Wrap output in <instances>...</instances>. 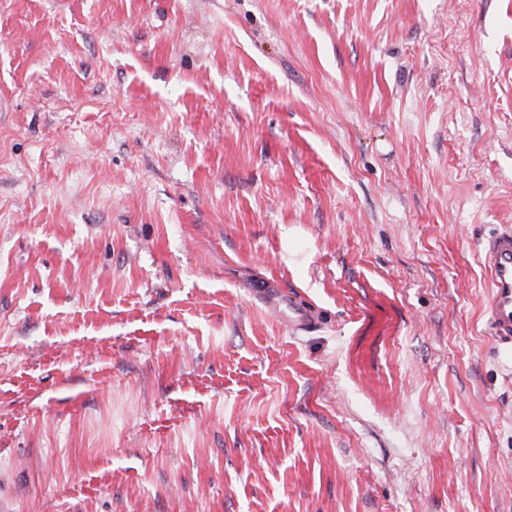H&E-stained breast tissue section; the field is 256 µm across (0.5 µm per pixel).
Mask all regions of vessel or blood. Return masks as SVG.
<instances>
[{
	"label": "vessel or blood",
	"mask_w": 512,
	"mask_h": 512,
	"mask_svg": "<svg viewBox=\"0 0 512 512\" xmlns=\"http://www.w3.org/2000/svg\"><path fill=\"white\" fill-rule=\"evenodd\" d=\"M481 264L490 282V297L485 308V323L499 346L512 348V225H502L484 239ZM266 306L287 315L291 327L304 330L316 321L310 308L286 301L277 282L262 283L259 288Z\"/></svg>",
	"instance_id": "obj_1"
}]
</instances>
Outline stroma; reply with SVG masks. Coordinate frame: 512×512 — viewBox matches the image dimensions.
Wrapping results in <instances>:
<instances>
[{
	"mask_svg": "<svg viewBox=\"0 0 512 512\" xmlns=\"http://www.w3.org/2000/svg\"><path fill=\"white\" fill-rule=\"evenodd\" d=\"M503 224L512 0H0V512H512ZM481 264L490 282L485 323L499 346L512 351V225L503 224L484 239ZM282 288L276 281H266L254 291L260 294L266 306L278 314L288 313V324L298 330H305L315 324L316 316L310 308L283 298Z\"/></svg>",
	"mask_w": 512,
	"mask_h": 512,
	"instance_id": "obj_1",
	"label": "stroma"
}]
</instances>
